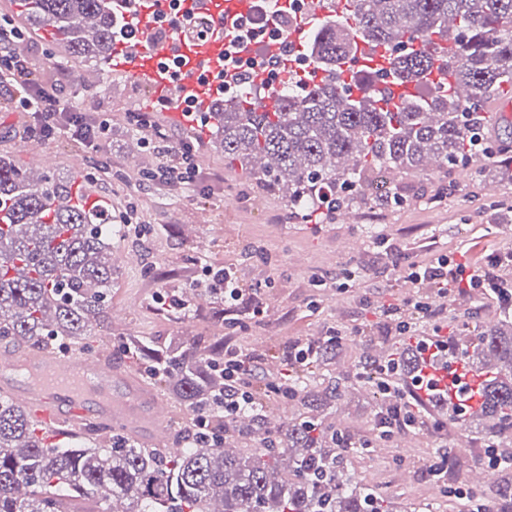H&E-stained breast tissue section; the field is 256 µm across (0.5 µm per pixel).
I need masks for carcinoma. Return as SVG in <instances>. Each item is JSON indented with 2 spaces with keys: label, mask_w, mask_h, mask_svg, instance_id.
<instances>
[{
  "label": "carcinoma",
  "mask_w": 512,
  "mask_h": 512,
  "mask_svg": "<svg viewBox=\"0 0 512 512\" xmlns=\"http://www.w3.org/2000/svg\"><path fill=\"white\" fill-rule=\"evenodd\" d=\"M24 14L48 26L53 42L85 62L107 60L118 18L103 0H23ZM394 52L389 66L373 58L366 73L412 82L416 94L393 104L370 93L348 99L357 72L346 74L357 40ZM320 82L278 94L274 112L241 87L224 100L215 137L224 162L250 170L263 189L288 188L299 214L398 199L373 190V174L419 173L430 157L440 169H479L507 158L486 140L491 99L512 95V0H336L334 14L302 43ZM472 98L460 100L452 85ZM44 191L29 188L24 171L0 156V340L45 348L50 340L78 343L104 321V299L115 263L105 210L71 203L73 181L47 171ZM460 359L471 379L468 427L483 433L502 460L483 486L490 509L512 512V312L467 330ZM131 352L152 363L154 376L191 405L224 391L208 363L219 345L189 346L175 336L157 346L128 336ZM295 390L312 410L327 409L338 388L314 392L315 372L294 375ZM242 430L229 425L223 448L156 452L120 433L108 448L73 435L45 443L30 416L0 402V512H393L391 502L347 470V449L332 423L288 424V446L266 437L256 448L231 450ZM119 503L122 510L110 509Z\"/></svg>",
  "instance_id": "cac0c4a2"
}]
</instances>
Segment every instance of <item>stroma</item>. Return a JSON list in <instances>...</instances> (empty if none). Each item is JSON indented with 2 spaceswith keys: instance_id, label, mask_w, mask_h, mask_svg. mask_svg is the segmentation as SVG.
Masks as SVG:
<instances>
[{
  "instance_id": "obj_1",
  "label": "stroma",
  "mask_w": 512,
  "mask_h": 512,
  "mask_svg": "<svg viewBox=\"0 0 512 512\" xmlns=\"http://www.w3.org/2000/svg\"><path fill=\"white\" fill-rule=\"evenodd\" d=\"M0 23L21 30L14 49L41 84L56 86L66 101L109 123L96 149L65 129L44 140L48 171L63 181L83 180L107 199L113 217L137 209L146 228L143 237L126 233L113 239L115 273L107 305L122 309L125 318L109 321L107 335L81 346V353H108L163 394L165 384L147 372L142 360L115 351L114 342L127 336L158 345L173 336L190 343L224 342L260 355L253 382L260 390L271 369H284L289 345L344 329L345 339L319 366L316 382L340 392L326 418L353 443L372 445L369 453L351 455V472L386 495L394 512H462L463 501H450L438 485L466 487L476 479L483 437L463 434L435 402L427 406L435 427L379 437L374 429L379 407L361 372L376 353L398 344L377 322L373 306L403 305V265L441 254L477 264L512 248V236L500 232L499 210L502 200L512 199V171L491 167L471 176L435 169L423 176L398 174L392 181L403 204L353 206L345 223L292 217L281 192L263 191L250 173L225 167L223 150L196 125L165 118L151 103L147 83L115 75L108 66L73 60L43 31L23 33L17 0H0ZM20 95L19 85H0V155L23 167L27 161L13 142L35 137L36 131L32 114L18 105ZM134 112L151 113L152 127L133 126ZM160 133L190 146L199 168L194 182L168 187L143 181L144 171L155 165L151 143ZM351 240L360 241L361 250L348 251ZM130 252L138 254V263L125 262ZM208 266L234 270L244 299L228 302L213 292L206 306L184 315L157 308L156 294L190 292ZM348 269L354 273L349 280L344 277ZM498 312L497 301L489 296L449 295L441 333L455 338V319L487 322ZM401 347L408 374L416 370L418 356L413 343ZM446 446L454 448V458L441 478L433 479L427 463ZM401 456L407 464H398Z\"/></svg>"
}]
</instances>
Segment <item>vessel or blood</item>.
I'll list each match as a JSON object with an SVG mask.
<instances>
[{"label": "vessel or blood", "instance_id": "1", "mask_svg": "<svg viewBox=\"0 0 512 512\" xmlns=\"http://www.w3.org/2000/svg\"><path fill=\"white\" fill-rule=\"evenodd\" d=\"M256 0H179L180 18L209 17L214 32L199 39L170 26L169 0H114L112 12L136 37L112 50L113 71L141 78L151 98L164 104L166 118L179 122L187 112L211 111L218 78L225 68L224 26L232 18L249 17ZM332 0H304L300 26L290 39L300 41L314 21L329 16ZM249 81L261 91L267 110L277 105L264 67H254ZM20 404L51 439H61L63 426L94 421L144 435L149 447L173 449L165 424L166 401L125 368L104 356L69 353L46 355L21 346L0 345V398Z\"/></svg>", "mask_w": 512, "mask_h": 512}]
</instances>
